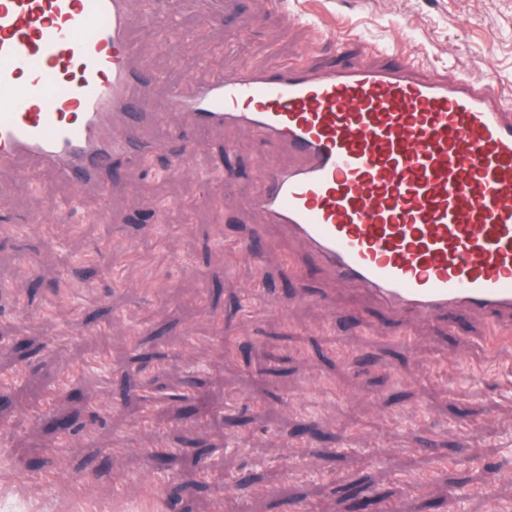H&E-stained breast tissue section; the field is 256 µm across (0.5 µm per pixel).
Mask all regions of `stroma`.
Returning a JSON list of instances; mask_svg holds the SVG:
<instances>
[{
    "mask_svg": "<svg viewBox=\"0 0 512 512\" xmlns=\"http://www.w3.org/2000/svg\"><path fill=\"white\" fill-rule=\"evenodd\" d=\"M173 15L161 37L150 11ZM130 0L156 99L258 62L381 63L388 41L448 78L512 87V0ZM294 22H287V15ZM359 36L339 51V32ZM63 211L67 184L0 170V512H347L361 480L396 512L512 507V337L456 312L404 327L333 281L252 206L287 151L185 128ZM178 174H169L173 163ZM81 424L63 438L53 417ZM466 448H459V441ZM59 482L29 471L49 449ZM256 478L249 497L225 493Z\"/></svg>",
    "mask_w": 512,
    "mask_h": 512,
    "instance_id": "1",
    "label": "stroma"
}]
</instances>
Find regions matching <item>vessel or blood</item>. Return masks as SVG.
<instances>
[{
  "label": "vessel or blood",
  "instance_id": "vessel-or-blood-1",
  "mask_svg": "<svg viewBox=\"0 0 512 512\" xmlns=\"http://www.w3.org/2000/svg\"><path fill=\"white\" fill-rule=\"evenodd\" d=\"M316 72L259 63L147 108L126 0H0V169L53 172L75 193L153 148L169 112L287 147L253 199L307 259L395 321L490 315L512 334V95L412 57Z\"/></svg>",
  "mask_w": 512,
  "mask_h": 512
}]
</instances>
